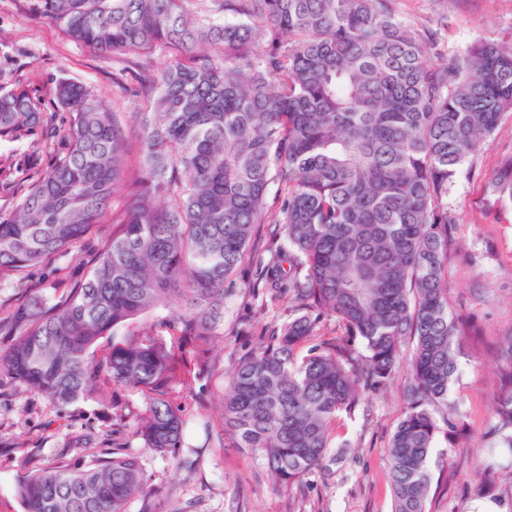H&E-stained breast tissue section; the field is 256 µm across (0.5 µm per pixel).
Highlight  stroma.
I'll list each match as a JSON object with an SVG mask.
<instances>
[{
	"label": "stroma",
	"instance_id": "1",
	"mask_svg": "<svg viewBox=\"0 0 512 512\" xmlns=\"http://www.w3.org/2000/svg\"><path fill=\"white\" fill-rule=\"evenodd\" d=\"M34 0H0V90L23 89L41 103L43 128L0 140V214L8 215L62 149L67 110L55 99L59 80L90 86L115 112L137 165L144 111L139 93L140 61L133 55H101L68 40L34 15ZM394 8L415 29L433 28L449 55L462 56L481 41L512 43V0H394ZM512 156V118L503 120L468 162V172L448 193V307L465 328L460 339L459 376L448 390L463 434L440 432L430 469L438 481L429 512H468L476 499L493 496L512 507V471L489 455L497 440L495 392L497 347L512 334V206L494 204L491 184L503 159ZM127 188L116 189L91 233L68 254L41 265L0 272V317L31 294L50 300L66 295L85 275L112 234V222L128 207ZM253 263H243L224 284V334L213 342L217 369L208 382L175 387L172 400L188 420L177 456L145 450L131 434L132 418L143 410L140 396L112 385L67 407L45 396L19 392L0 380V512H22L16 487L25 464L49 460L69 447L73 436L90 432L94 445L124 447L137 456L151 495L132 500L129 512H392L389 441L407 410L404 395L413 343L404 340L401 362L384 386L362 392L351 412L332 430V448H344L299 483L278 486L257 453L236 447L223 430L221 396L239 358L268 337L273 326L293 316L288 297L255 294ZM125 418L116 420L113 407Z\"/></svg>",
	"mask_w": 512,
	"mask_h": 512
}]
</instances>
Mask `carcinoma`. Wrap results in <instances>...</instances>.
Wrapping results in <instances>:
<instances>
[{"instance_id":"carcinoma-1","label":"carcinoma","mask_w":512,"mask_h":512,"mask_svg":"<svg viewBox=\"0 0 512 512\" xmlns=\"http://www.w3.org/2000/svg\"><path fill=\"white\" fill-rule=\"evenodd\" d=\"M34 10L99 53H174L143 79L137 172L95 92L57 84L65 151L0 216V272L69 250L118 185L133 202L65 300L34 295L0 323L13 336L0 377L60 407L103 381L130 389L145 403L134 435L173 454L185 423L173 386L214 371L224 283L252 260L254 287L288 294L299 315L236 363L224 430L276 483L302 481L324 462L336 416L385 384L408 337V410L389 443L394 512H428L436 414L454 428L448 388L462 336L448 310V192L512 115V44L450 57L393 0H212L214 17L201 20L185 0H35ZM43 122L26 91H0V139ZM492 193L512 204V157ZM262 224L273 246L260 258ZM327 316L344 336L298 357ZM120 332L95 359L97 342ZM499 353L491 432L507 459L512 336ZM147 486L138 458L115 448L28 467L17 494L24 512H127Z\"/></svg>"}]
</instances>
